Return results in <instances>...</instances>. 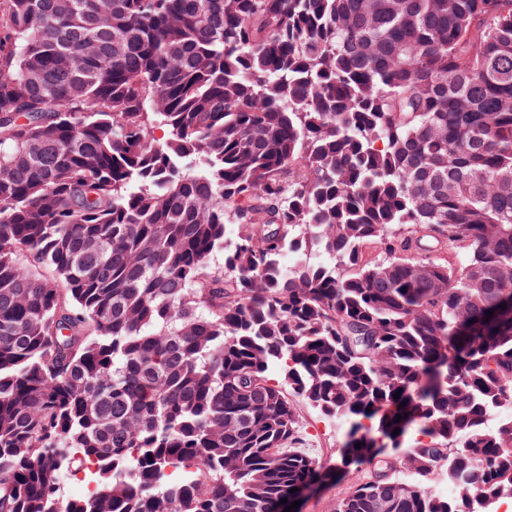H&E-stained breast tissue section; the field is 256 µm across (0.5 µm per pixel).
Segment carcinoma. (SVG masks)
Here are the masks:
<instances>
[{"mask_svg": "<svg viewBox=\"0 0 512 512\" xmlns=\"http://www.w3.org/2000/svg\"><path fill=\"white\" fill-rule=\"evenodd\" d=\"M290 392L512 501V0H0V512H283Z\"/></svg>", "mask_w": 512, "mask_h": 512, "instance_id": "1", "label": "carcinoma"}]
</instances>
